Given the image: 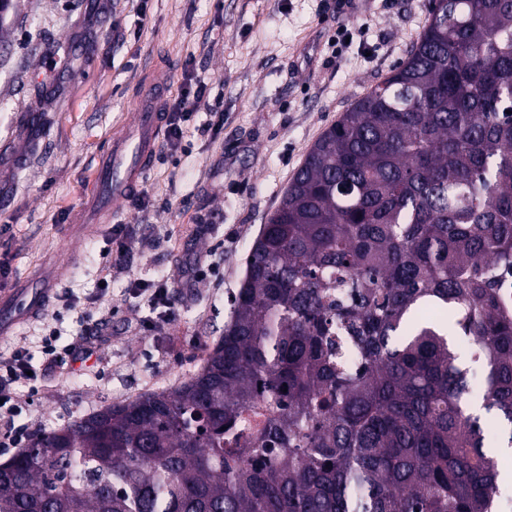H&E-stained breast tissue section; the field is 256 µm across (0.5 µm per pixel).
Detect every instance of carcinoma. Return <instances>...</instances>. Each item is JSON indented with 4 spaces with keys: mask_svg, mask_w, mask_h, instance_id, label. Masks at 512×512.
Listing matches in <instances>:
<instances>
[{
    "mask_svg": "<svg viewBox=\"0 0 512 512\" xmlns=\"http://www.w3.org/2000/svg\"><path fill=\"white\" fill-rule=\"evenodd\" d=\"M502 268L512 0H432L407 57L311 147L199 370L33 437L0 464V512H495Z\"/></svg>",
    "mask_w": 512,
    "mask_h": 512,
    "instance_id": "1",
    "label": "carcinoma"
}]
</instances>
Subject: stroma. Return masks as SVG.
Listing matches in <instances>:
<instances>
[{"mask_svg":"<svg viewBox=\"0 0 512 512\" xmlns=\"http://www.w3.org/2000/svg\"><path fill=\"white\" fill-rule=\"evenodd\" d=\"M430 0H16L0 27V268L7 287L50 281L42 314L0 335V355L39 354L45 329L59 344L102 324L98 360L44 372L30 399L28 436L59 429L101 406L171 388L196 373L230 316L250 247L311 146L387 77L415 45ZM365 27L377 52L337 53V28ZM172 63L170 94L205 83L176 159L156 160L150 205L122 220L130 258L100 294L107 224L73 218L99 157L135 113L138 83ZM221 104L215 138L197 125ZM212 227L201 232L198 217ZM224 279L189 282L197 258ZM172 282L167 324L128 284Z\"/></svg>","mask_w":512,"mask_h":512,"instance_id":"35a3bbf8","label":"stroma"}]
</instances>
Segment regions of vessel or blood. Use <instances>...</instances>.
I'll list each match as a JSON object with an SVG mask.
<instances>
[{"label":"vessel or blood","mask_w":512,"mask_h":512,"mask_svg":"<svg viewBox=\"0 0 512 512\" xmlns=\"http://www.w3.org/2000/svg\"><path fill=\"white\" fill-rule=\"evenodd\" d=\"M168 85L166 72L154 73L138 98L133 122L112 140L103 153L96 180L90 192V223L107 224L123 214V205L142 189L145 176L157 158L159 138L164 125L160 105ZM19 310L0 307V334L8 332L25 317L42 311L51 290L33 282Z\"/></svg>","instance_id":"1"}]
</instances>
